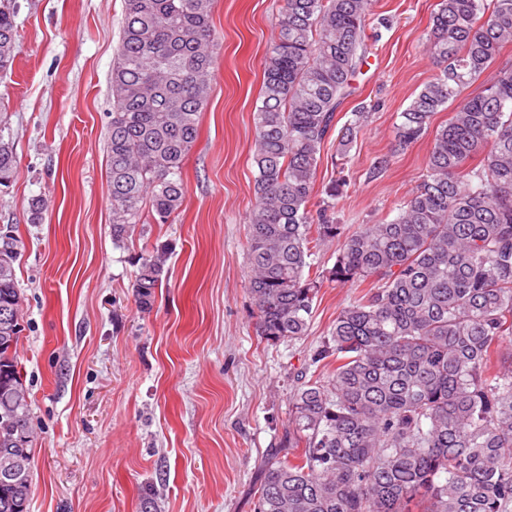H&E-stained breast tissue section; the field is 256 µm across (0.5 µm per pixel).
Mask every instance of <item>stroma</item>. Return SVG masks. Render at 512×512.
I'll use <instances>...</instances> for the list:
<instances>
[{"label":"stroma","instance_id":"35a3bbf8","mask_svg":"<svg viewBox=\"0 0 512 512\" xmlns=\"http://www.w3.org/2000/svg\"><path fill=\"white\" fill-rule=\"evenodd\" d=\"M439 0H375L392 16L337 117H369L338 170L328 139L318 184L345 173L336 206L354 229L395 216L425 172L429 140L399 149L394 128L437 73L427 33ZM19 48L5 132L17 178L0 193L13 225L23 299L19 346L35 439L29 512H255L262 466L283 456L290 397L337 314L362 286L324 283L306 336L268 341L248 292L247 217L255 203L253 114L278 0H216L218 64L169 224L112 241L105 136L124 0H18ZM391 163L373 177L369 167ZM43 196L42 223L27 205ZM166 243V278L150 312L133 259Z\"/></svg>","mask_w":512,"mask_h":512}]
</instances>
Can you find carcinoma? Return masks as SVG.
<instances>
[{"instance_id": "carcinoma-1", "label": "carcinoma", "mask_w": 512, "mask_h": 512, "mask_svg": "<svg viewBox=\"0 0 512 512\" xmlns=\"http://www.w3.org/2000/svg\"><path fill=\"white\" fill-rule=\"evenodd\" d=\"M215 0H124L112 66L106 151L112 240L168 224L183 205V165L198 137L217 65ZM18 4L0 0V74L18 51ZM391 20L373 0H281L254 112L255 205L248 217L249 293L257 335H307L326 282L371 281L342 309L292 396L288 458L270 462L257 512H512V69H493L512 45V0H440L428 35L439 73L400 113L395 140L421 141L427 170L391 220L346 231L336 204L347 179L315 191L324 143L371 53L366 30ZM485 78L483 89L463 95ZM367 118L339 131L345 170ZM17 173L0 135V190ZM336 261L312 271L313 250ZM0 512H28L31 473L17 479V422L33 434L18 345L19 240L0 227ZM168 245L135 257L133 288L150 309Z\"/></svg>"}]
</instances>
